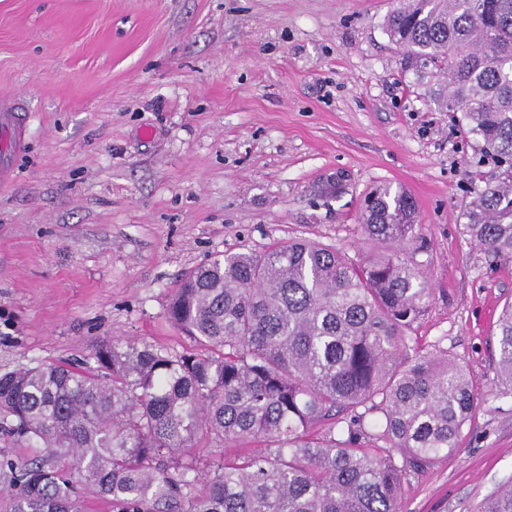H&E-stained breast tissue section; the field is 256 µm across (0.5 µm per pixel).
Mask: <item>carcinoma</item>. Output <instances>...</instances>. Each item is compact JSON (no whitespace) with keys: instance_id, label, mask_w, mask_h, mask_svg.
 <instances>
[{"instance_id":"cac0c4a2","label":"carcinoma","mask_w":512,"mask_h":512,"mask_svg":"<svg viewBox=\"0 0 512 512\" xmlns=\"http://www.w3.org/2000/svg\"><path fill=\"white\" fill-rule=\"evenodd\" d=\"M383 26L406 69L446 75L440 108L481 168L464 233L512 261V0H403ZM362 221L363 258L294 240L187 272L167 319L192 349L118 339L94 367L0 373V434L24 450L0 463V512H83L85 488L112 512H401L410 478L459 449L477 392L448 351L408 335L431 296L404 255L411 196L376 190ZM497 349L512 386V302ZM255 440L259 454L224 455ZM199 447L214 449L204 470ZM481 512H512V484Z\"/></svg>"}]
</instances>
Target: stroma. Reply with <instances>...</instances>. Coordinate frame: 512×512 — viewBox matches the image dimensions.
<instances>
[{"label": "stroma", "mask_w": 512, "mask_h": 512, "mask_svg": "<svg viewBox=\"0 0 512 512\" xmlns=\"http://www.w3.org/2000/svg\"><path fill=\"white\" fill-rule=\"evenodd\" d=\"M395 5L0 0V95L29 114L0 184V372L82 364L115 338L190 347L166 318L184 272L298 239L360 256L364 195L400 188L432 290L411 334L478 385L459 450L410 479L401 510L479 512L512 481L494 336L512 261L462 230L472 143L404 69L383 28Z\"/></svg>", "instance_id": "35a3bbf8"}]
</instances>
